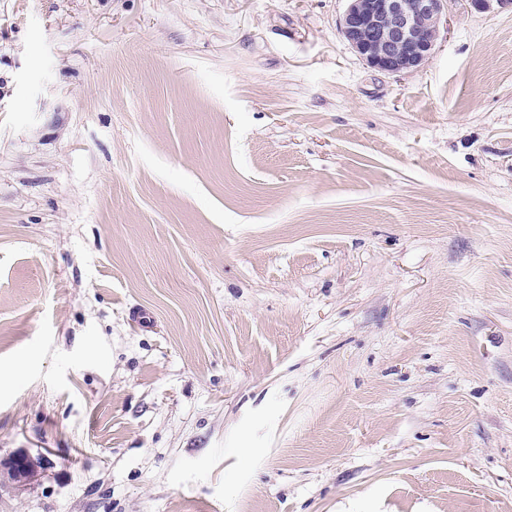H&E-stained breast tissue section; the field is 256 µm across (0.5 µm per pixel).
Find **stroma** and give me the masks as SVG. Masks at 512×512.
Masks as SVG:
<instances>
[{
    "label": "stroma",
    "mask_w": 512,
    "mask_h": 512,
    "mask_svg": "<svg viewBox=\"0 0 512 512\" xmlns=\"http://www.w3.org/2000/svg\"><path fill=\"white\" fill-rule=\"evenodd\" d=\"M346 7L0 0V512H512V10ZM340 31L374 70L400 74L435 53L447 0H348Z\"/></svg>",
    "instance_id": "stroma-1"
}]
</instances>
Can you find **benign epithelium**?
<instances>
[{
    "instance_id": "1",
    "label": "benign epithelium",
    "mask_w": 512,
    "mask_h": 512,
    "mask_svg": "<svg viewBox=\"0 0 512 512\" xmlns=\"http://www.w3.org/2000/svg\"><path fill=\"white\" fill-rule=\"evenodd\" d=\"M447 0H348L340 31L374 70L400 74L420 68L435 53ZM18 481L33 475L37 462L15 457Z\"/></svg>"
}]
</instances>
